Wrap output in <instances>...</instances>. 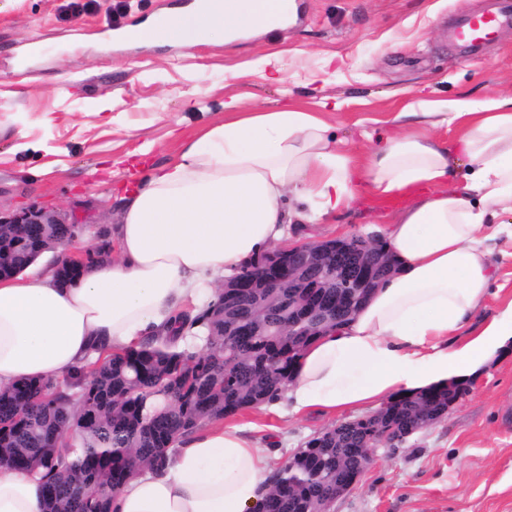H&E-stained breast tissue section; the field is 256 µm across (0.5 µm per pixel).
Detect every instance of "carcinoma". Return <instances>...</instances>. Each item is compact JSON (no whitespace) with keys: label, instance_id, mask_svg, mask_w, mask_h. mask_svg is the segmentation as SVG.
Segmentation results:
<instances>
[{"label":"carcinoma","instance_id":"obj_1","mask_svg":"<svg viewBox=\"0 0 512 512\" xmlns=\"http://www.w3.org/2000/svg\"><path fill=\"white\" fill-rule=\"evenodd\" d=\"M78 225L0 226V277L23 272L47 242L76 239ZM331 241L307 283L293 286L272 253L227 280L218 301L180 326H205L199 352L172 337L148 339L75 378L76 401L50 386L24 382L0 389V465L44 470V512H110L112 489L143 464L160 465L175 437L206 419L221 420L280 396L305 348L348 321L393 269L380 244L358 253ZM373 272L358 288L360 272ZM454 380L408 396L310 438L277 470L254 512H314L346 490L367 448L395 444L448 418V404L469 394Z\"/></svg>","mask_w":512,"mask_h":512}]
</instances>
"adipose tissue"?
Returning a JSON list of instances; mask_svg holds the SVG:
<instances>
[{
    "instance_id": "1",
    "label": "adipose tissue",
    "mask_w": 512,
    "mask_h": 512,
    "mask_svg": "<svg viewBox=\"0 0 512 512\" xmlns=\"http://www.w3.org/2000/svg\"><path fill=\"white\" fill-rule=\"evenodd\" d=\"M286 0H203L157 21L156 40L229 43L248 31L286 28ZM391 134L360 119L366 161L343 150L319 113L224 103L223 121L185 140L127 199L112 230V261L63 284L54 269L0 280V388L60 383L87 362L158 332L192 345L176 318L216 301L225 278L289 227L332 219L358 186L384 202L411 196L382 235L394 274L353 318L299 358L284 395L292 414L377 408L392 398L475 376L512 337V298L489 317L493 242L512 218V96L435 101ZM461 134L447 148L435 130ZM466 165L450 182L453 156ZM274 472L268 448L240 426L203 422L179 437L166 462L143 467L112 496V512H251ZM0 512H43L40 476L0 468Z\"/></svg>"
}]
</instances>
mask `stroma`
I'll return each instance as SVG.
<instances>
[{"label": "stroma", "mask_w": 512, "mask_h": 512, "mask_svg": "<svg viewBox=\"0 0 512 512\" xmlns=\"http://www.w3.org/2000/svg\"><path fill=\"white\" fill-rule=\"evenodd\" d=\"M193 0H0V210L51 207L75 217L83 237L108 239L123 199L149 165L171 160L183 136L222 121L224 102L322 112L361 155L358 121L416 112L422 101L512 94V24L479 52L457 49L456 20L488 0H294L286 29L231 43L157 45L144 28ZM139 31L137 41L110 35ZM284 50L283 84L240 63ZM329 108H322L321 100ZM110 111H101L102 102ZM151 152L145 160L136 154ZM402 205L356 191L335 223L292 231L291 242L364 234ZM498 272L485 302L512 296V223L499 237ZM287 460L339 416H231ZM332 512H512V344L475 380L447 420L406 445L378 449Z\"/></svg>", "instance_id": "stroma-1"}]
</instances>
